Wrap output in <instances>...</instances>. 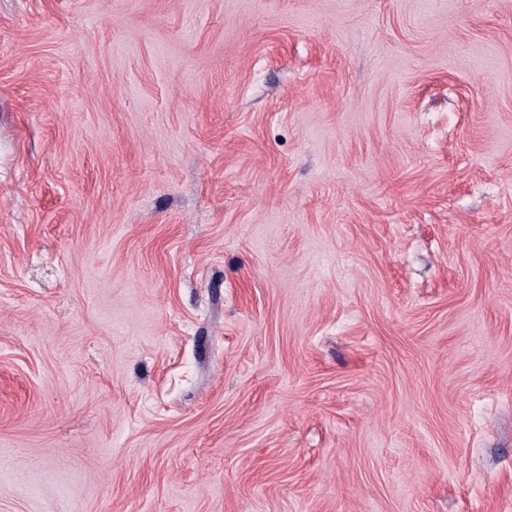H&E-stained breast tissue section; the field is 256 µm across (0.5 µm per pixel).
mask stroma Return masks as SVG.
Returning <instances> with one entry per match:
<instances>
[{
    "mask_svg": "<svg viewBox=\"0 0 512 512\" xmlns=\"http://www.w3.org/2000/svg\"><path fill=\"white\" fill-rule=\"evenodd\" d=\"M0 512H512V0H0Z\"/></svg>",
    "mask_w": 512,
    "mask_h": 512,
    "instance_id": "obj_1",
    "label": "stroma"
}]
</instances>
